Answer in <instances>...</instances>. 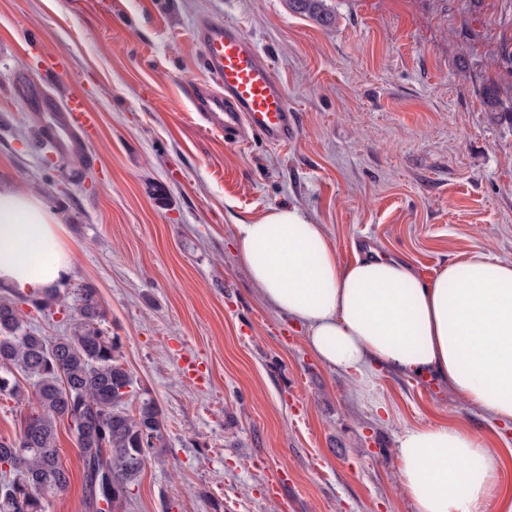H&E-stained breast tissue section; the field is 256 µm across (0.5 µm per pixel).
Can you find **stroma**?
I'll list each match as a JSON object with an SVG mask.
<instances>
[{"label": "stroma", "mask_w": 512, "mask_h": 512, "mask_svg": "<svg viewBox=\"0 0 512 512\" xmlns=\"http://www.w3.org/2000/svg\"><path fill=\"white\" fill-rule=\"evenodd\" d=\"M0 0V182L37 193L93 284L104 331L157 404L163 446L123 512H415L395 449L404 427L493 422L437 382L332 370L261 300L235 227L293 204L342 261L400 256L431 279L473 254L512 263V0ZM240 25L297 116L273 146L225 141L196 114L209 82L193 23ZM63 60L64 80L45 63ZM496 90L495 101L484 96ZM83 93L100 133L45 162L40 96ZM46 512H88L77 444Z\"/></svg>", "instance_id": "stroma-1"}]
</instances>
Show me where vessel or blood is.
Wrapping results in <instances>:
<instances>
[{
	"label": "vessel or blood",
	"instance_id": "obj_1",
	"mask_svg": "<svg viewBox=\"0 0 512 512\" xmlns=\"http://www.w3.org/2000/svg\"><path fill=\"white\" fill-rule=\"evenodd\" d=\"M193 35L206 72L218 85L214 91L198 90L193 101L210 128L230 135L246 127L273 145L293 137L295 112L254 40L238 25L210 16L197 19ZM49 114L43 131L57 149H74L98 135V115L82 94L71 95L65 106Z\"/></svg>",
	"mask_w": 512,
	"mask_h": 512
}]
</instances>
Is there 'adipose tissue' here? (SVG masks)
Here are the masks:
<instances>
[{"instance_id":"ef3b65f1","label":"adipose tissue","mask_w":512,"mask_h":512,"mask_svg":"<svg viewBox=\"0 0 512 512\" xmlns=\"http://www.w3.org/2000/svg\"><path fill=\"white\" fill-rule=\"evenodd\" d=\"M238 259L263 301L300 323L327 366L431 377L493 421L512 422V264L452 260L429 280L405 259L343 262L324 225L295 205L235 227ZM74 264L42 199L0 183V288L40 294ZM396 458L416 512H512L502 457L448 424L404 428Z\"/></svg>"}]
</instances>
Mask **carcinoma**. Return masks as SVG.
<instances>
[{
	"mask_svg": "<svg viewBox=\"0 0 512 512\" xmlns=\"http://www.w3.org/2000/svg\"><path fill=\"white\" fill-rule=\"evenodd\" d=\"M288 2L296 13L331 21L322 0ZM24 305L46 319L55 307L64 308L69 332L44 336L31 325ZM103 317L91 283L37 296L0 293V396L24 400L18 373L32 388L19 435L0 438V512H44L45 498L67 488L69 474L56 444L59 421L68 422L76 439L84 482L106 466L111 469L112 479L99 484L97 497L87 496L92 509L103 502L119 512L148 456L162 447L155 402L142 400L134 415L126 409L134 379L119 362L116 340L100 327Z\"/></svg>",
	"mask_w": 512,
	"mask_h": 512,
	"instance_id": "cac0c4a2",
	"label": "carcinoma"
}]
</instances>
